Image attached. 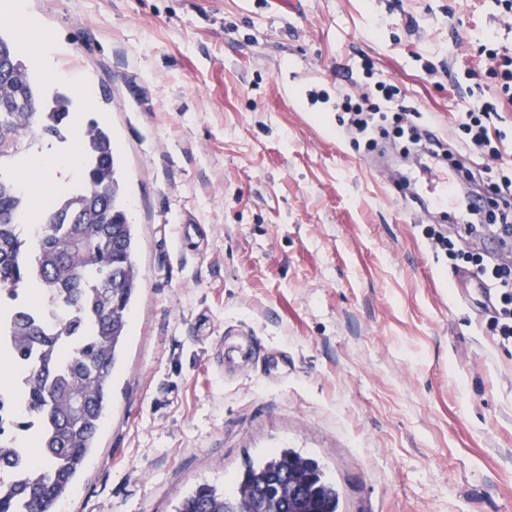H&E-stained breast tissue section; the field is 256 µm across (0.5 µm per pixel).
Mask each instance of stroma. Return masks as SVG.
<instances>
[{
  "mask_svg": "<svg viewBox=\"0 0 512 512\" xmlns=\"http://www.w3.org/2000/svg\"><path fill=\"white\" fill-rule=\"evenodd\" d=\"M41 77L114 138L140 287L99 446L57 512H176L274 449L338 512H512V354L400 187L431 157L348 130L362 59L440 137L512 51L495 0H27ZM183 224L204 237L180 238ZM249 363L224 365L225 341ZM63 51L62 47L53 40H47L41 43L35 50L34 55L37 64L43 72L49 77H61L67 79L75 87L82 89L85 81L81 74H66L56 69V57Z\"/></svg>",
  "mask_w": 512,
  "mask_h": 512,
  "instance_id": "obj_1",
  "label": "stroma"
}]
</instances>
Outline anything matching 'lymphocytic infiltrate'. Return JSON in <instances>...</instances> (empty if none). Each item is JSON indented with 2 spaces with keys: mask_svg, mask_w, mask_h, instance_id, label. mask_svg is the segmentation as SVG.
Returning a JSON list of instances; mask_svg holds the SVG:
<instances>
[{
  "mask_svg": "<svg viewBox=\"0 0 512 512\" xmlns=\"http://www.w3.org/2000/svg\"><path fill=\"white\" fill-rule=\"evenodd\" d=\"M350 114V126L356 134L368 136L389 113L402 111L394 89L376 83L373 90L345 93L339 101ZM498 109L491 99L469 101L458 124L465 134V148L477 152L485 162L502 165L498 183L485 193L474 196V210L492 212L491 223L465 224L452 233L428 226L423 234L433 248L448 259L452 268L479 276L486 285L488 298L482 309L485 328L504 351L512 350V263L503 261L500 252L512 251V173L505 167L512 163V148L507 135L490 126Z\"/></svg>",
  "mask_w": 512,
  "mask_h": 512,
  "instance_id": "lymphocytic-infiltrate-1",
  "label": "lymphocytic infiltrate"
}]
</instances>
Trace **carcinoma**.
<instances>
[{
    "label": "carcinoma",
    "instance_id": "cac0c4a2",
    "mask_svg": "<svg viewBox=\"0 0 512 512\" xmlns=\"http://www.w3.org/2000/svg\"><path fill=\"white\" fill-rule=\"evenodd\" d=\"M39 126L46 138L63 140L70 109L46 112L18 42L0 36V291L28 289L63 310L52 330L24 311L11 316L15 338L8 361L25 366L21 430L30 417L39 458L31 467L16 462L10 432L0 427V512H54L67 497L110 412L109 385L129 328L138 292L132 224L115 171L110 135L96 121L83 129L81 178L61 189L62 201L47 211L37 235L22 228L26 192L20 169ZM293 474L300 495L271 494L274 483ZM246 484L260 512H338L339 496L314 460L283 451L249 466ZM236 495L202 484L178 512H238Z\"/></svg>",
    "mask_w": 512,
    "mask_h": 512
}]
</instances>
